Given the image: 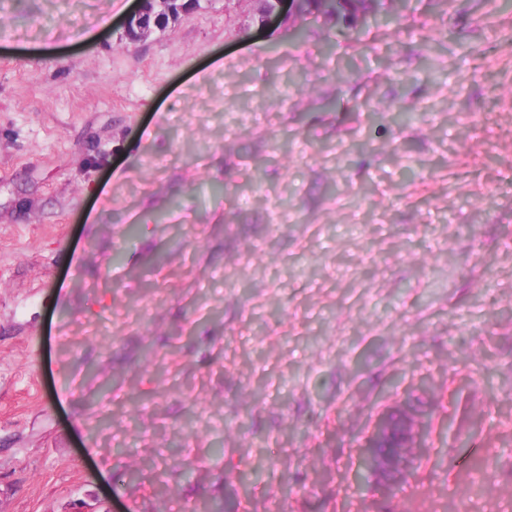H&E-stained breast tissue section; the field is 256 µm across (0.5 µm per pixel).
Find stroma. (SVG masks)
<instances>
[{"label": "stroma", "instance_id": "obj_1", "mask_svg": "<svg viewBox=\"0 0 512 512\" xmlns=\"http://www.w3.org/2000/svg\"><path fill=\"white\" fill-rule=\"evenodd\" d=\"M136 5L0 0V512H512V0ZM175 0H138L137 8L130 13L122 26L121 38L139 41L155 29L163 30L175 22L172 4ZM304 0H276V6L272 9L263 11L258 19L257 25L264 27L272 20H278L281 24L288 23V34H295L301 26V22H310L322 20L324 14L314 9L305 10L303 8ZM288 4V7H287ZM359 15L379 17L387 24L393 23L398 17L395 0H353L348 4L334 5L326 14L324 23L336 28V32L346 35L359 31ZM425 450V430L422 421L414 419L408 413L402 414V433L398 445L379 459V468L392 479L404 474L408 461L419 457Z\"/></svg>", "mask_w": 512, "mask_h": 512}]
</instances>
